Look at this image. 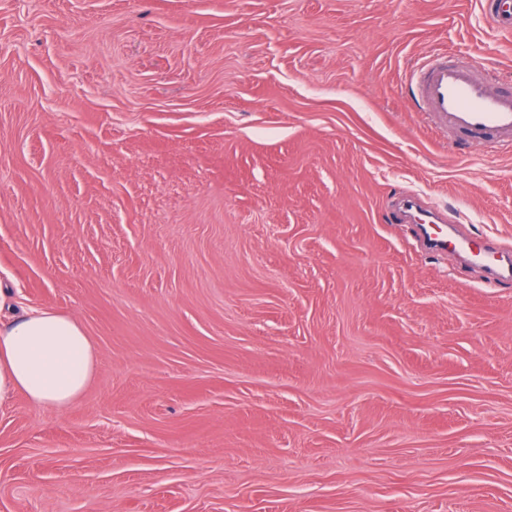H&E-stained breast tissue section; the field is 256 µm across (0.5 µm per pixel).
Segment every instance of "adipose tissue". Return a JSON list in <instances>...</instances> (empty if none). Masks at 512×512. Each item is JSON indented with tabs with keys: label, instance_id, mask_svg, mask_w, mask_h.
<instances>
[{
	"label": "adipose tissue",
	"instance_id": "obj_1",
	"mask_svg": "<svg viewBox=\"0 0 512 512\" xmlns=\"http://www.w3.org/2000/svg\"><path fill=\"white\" fill-rule=\"evenodd\" d=\"M0 289V403L23 395L60 410L91 383L97 353L81 324L46 308L6 311Z\"/></svg>",
	"mask_w": 512,
	"mask_h": 512
}]
</instances>
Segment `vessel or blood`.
<instances>
[{"label":"vessel or blood","mask_w":512,"mask_h":512,"mask_svg":"<svg viewBox=\"0 0 512 512\" xmlns=\"http://www.w3.org/2000/svg\"><path fill=\"white\" fill-rule=\"evenodd\" d=\"M407 83L426 124L462 143L487 151L512 149V83L491 86L467 56L431 53L409 71ZM430 248L452 247L476 262L491 261L499 279L512 278V258L493 259L477 238L430 239Z\"/></svg>","instance_id":"obj_1"}]
</instances>
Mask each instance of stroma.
Returning a JSON list of instances; mask_svg holds the SVG:
<instances>
[{"mask_svg": "<svg viewBox=\"0 0 512 512\" xmlns=\"http://www.w3.org/2000/svg\"><path fill=\"white\" fill-rule=\"evenodd\" d=\"M512 79L485 0H0V280L98 350L0 404V512H512V152L405 74ZM407 84L424 122L450 143L512 149V83L492 87L467 56L431 53L410 69ZM452 246L454 249L465 252L469 255L472 261L483 262L487 257H501L502 259L496 258L492 263L491 270L498 274L494 280L501 281L510 279L512 271V258L504 259V255H508L510 249H496L492 250L486 248L482 241L478 238H455L448 240H440L437 238H431L429 235V246L431 249H447L448 246Z\"/></svg>", "mask_w": 512, "mask_h": 512, "instance_id": "obj_1", "label": "stroma"}]
</instances>
